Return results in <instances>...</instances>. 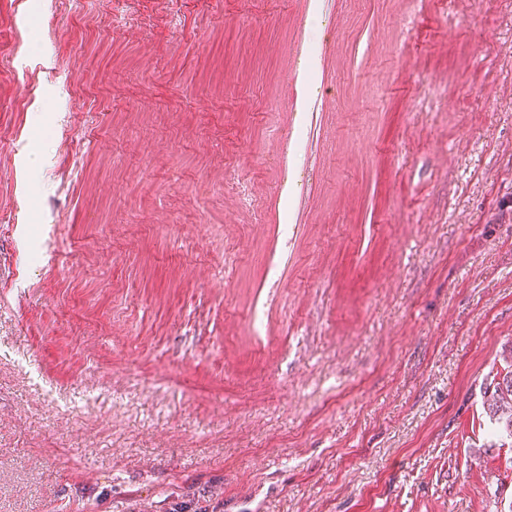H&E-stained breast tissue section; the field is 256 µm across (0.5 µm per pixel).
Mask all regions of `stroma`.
<instances>
[{"label": "stroma", "mask_w": 512, "mask_h": 512, "mask_svg": "<svg viewBox=\"0 0 512 512\" xmlns=\"http://www.w3.org/2000/svg\"><path fill=\"white\" fill-rule=\"evenodd\" d=\"M512 0H0V512H512ZM505 366L497 371L493 389L485 391L486 405L491 419L500 427L501 436L512 440V350L504 358Z\"/></svg>", "instance_id": "stroma-1"}]
</instances>
